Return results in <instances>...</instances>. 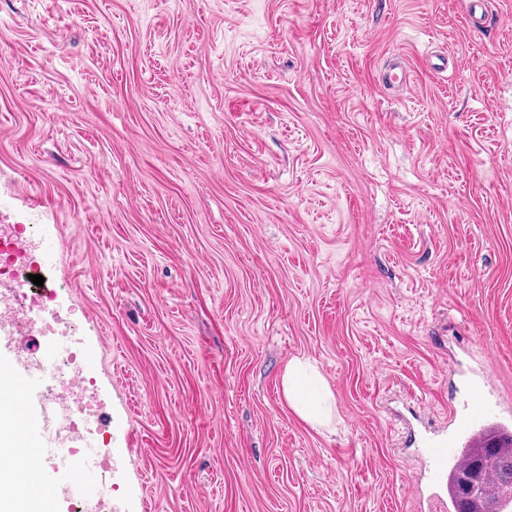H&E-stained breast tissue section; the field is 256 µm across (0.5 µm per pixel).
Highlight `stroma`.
<instances>
[{
  "instance_id": "stroma-1",
  "label": "stroma",
  "mask_w": 512,
  "mask_h": 512,
  "mask_svg": "<svg viewBox=\"0 0 512 512\" xmlns=\"http://www.w3.org/2000/svg\"><path fill=\"white\" fill-rule=\"evenodd\" d=\"M468 7L0 0V225L53 245L112 512H420L411 436L484 374L512 412V0ZM288 405L312 426L327 424L334 411V395L318 368L308 359L292 358L281 376Z\"/></svg>"
}]
</instances>
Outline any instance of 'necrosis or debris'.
Returning <instances> with one entry per match:
<instances>
[{
  "instance_id": "1",
  "label": "necrosis or debris",
  "mask_w": 512,
  "mask_h": 512,
  "mask_svg": "<svg viewBox=\"0 0 512 512\" xmlns=\"http://www.w3.org/2000/svg\"><path fill=\"white\" fill-rule=\"evenodd\" d=\"M37 236L33 224L0 227V330L7 336L38 331L48 345L46 354L26 350L20 362L37 384L45 405L46 444L50 462L73 461L86 468L108 472L112 443L97 437L88 419L97 405L94 386L85 375L74 326H59L49 297H27L29 276L39 269L31 249Z\"/></svg>"
}]
</instances>
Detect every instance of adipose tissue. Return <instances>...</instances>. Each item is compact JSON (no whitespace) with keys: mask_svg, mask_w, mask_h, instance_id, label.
Here are the masks:
<instances>
[{"mask_svg":"<svg viewBox=\"0 0 512 512\" xmlns=\"http://www.w3.org/2000/svg\"><path fill=\"white\" fill-rule=\"evenodd\" d=\"M283 394L294 412L310 425L327 424L334 411V395L318 368L309 360L290 359L281 376ZM34 463L0 465L6 480L0 484V512H22L23 490L29 485Z\"/></svg>","mask_w":512,"mask_h":512,"instance_id":"adipose-tissue-1","label":"adipose tissue"}]
</instances>
